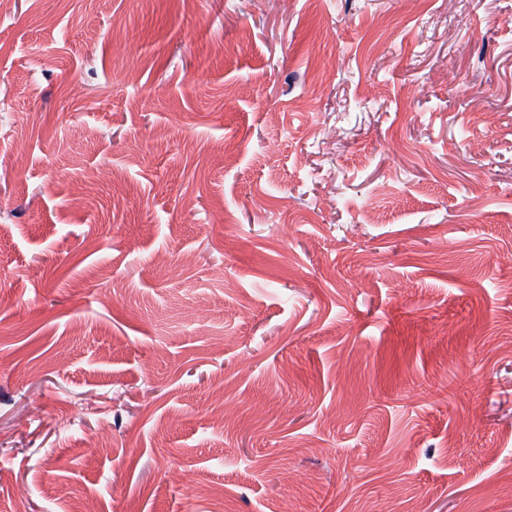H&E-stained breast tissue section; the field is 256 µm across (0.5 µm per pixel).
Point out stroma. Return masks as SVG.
Listing matches in <instances>:
<instances>
[{
	"label": "stroma",
	"mask_w": 512,
	"mask_h": 512,
	"mask_svg": "<svg viewBox=\"0 0 512 512\" xmlns=\"http://www.w3.org/2000/svg\"><path fill=\"white\" fill-rule=\"evenodd\" d=\"M80 502L512 512V0H12L0 512Z\"/></svg>",
	"instance_id": "stroma-1"
}]
</instances>
